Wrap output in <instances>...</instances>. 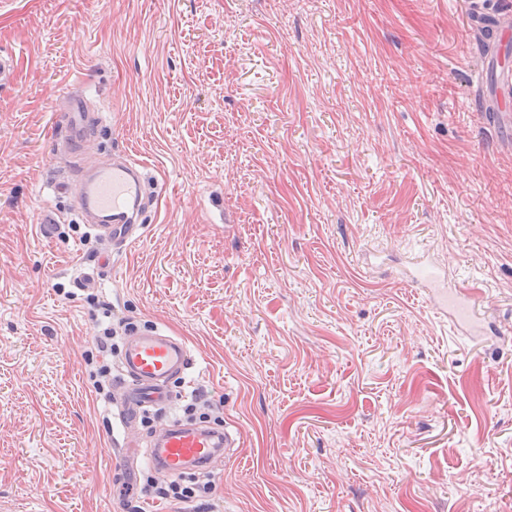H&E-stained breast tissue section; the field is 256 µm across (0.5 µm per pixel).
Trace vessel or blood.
I'll return each mask as SVG.
<instances>
[{
  "instance_id": "obj_1",
  "label": "vessel or blood",
  "mask_w": 512,
  "mask_h": 512,
  "mask_svg": "<svg viewBox=\"0 0 512 512\" xmlns=\"http://www.w3.org/2000/svg\"><path fill=\"white\" fill-rule=\"evenodd\" d=\"M105 123L91 112L83 98L74 97L62 124L54 127L53 152L70 159L53 189L74 197L84 223L96 235L121 248L137 238L158 194L146 181L141 165L130 155H120L104 167L86 165L84 157ZM402 278L408 287L421 289L438 315L461 336H493L497 329L485 315V298L474 288L451 287L448 278L431 261H411ZM191 364L186 340L155 324L131 330L120 353L119 375L114 383L123 395L118 417L123 426L142 420L146 413L162 411L173 400L172 383L183 378ZM238 443L228 430L174 418L149 441L147 457L164 476H180L210 469L227 449Z\"/></svg>"
}]
</instances>
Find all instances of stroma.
<instances>
[{
	"instance_id": "stroma-1",
	"label": "stroma",
	"mask_w": 512,
	"mask_h": 512,
	"mask_svg": "<svg viewBox=\"0 0 512 512\" xmlns=\"http://www.w3.org/2000/svg\"><path fill=\"white\" fill-rule=\"evenodd\" d=\"M512 0H0V502L127 512L143 479L96 392L116 319L187 341L237 454L221 512H512V99L475 23ZM106 114L159 190L125 248L53 193L50 132ZM62 234L44 239L42 204ZM112 269L77 286L101 253ZM439 261L497 337L458 336L400 269Z\"/></svg>"
}]
</instances>
